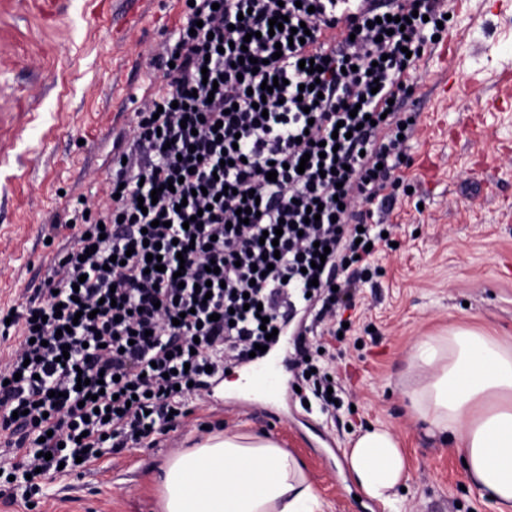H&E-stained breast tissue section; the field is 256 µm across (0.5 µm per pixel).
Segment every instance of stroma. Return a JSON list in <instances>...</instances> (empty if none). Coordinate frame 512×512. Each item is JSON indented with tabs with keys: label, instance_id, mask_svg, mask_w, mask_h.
<instances>
[{
	"label": "stroma",
	"instance_id": "35a3bbf8",
	"mask_svg": "<svg viewBox=\"0 0 512 512\" xmlns=\"http://www.w3.org/2000/svg\"><path fill=\"white\" fill-rule=\"evenodd\" d=\"M183 0H0V310L19 305L70 241L68 204L107 200L114 146L160 84L151 62ZM512 0H463L411 78L404 112L418 115L409 166L370 206L394 225L378 275L357 282L352 325L336 345L346 387L337 421L304 411L276 368L237 387L225 376L185 427L158 447L107 456L82 475L47 481L28 510L21 490L0 512H160L163 463L225 429L267 433L305 464L331 512L371 510L346 470L355 430L383 425L410 464L406 512H491L464 465L406 410L408 355L418 336L464 326L512 336Z\"/></svg>",
	"mask_w": 512,
	"mask_h": 512
}]
</instances>
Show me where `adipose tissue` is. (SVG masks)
Returning a JSON list of instances; mask_svg holds the SVG:
<instances>
[{
  "label": "adipose tissue",
  "instance_id": "adipose-tissue-1",
  "mask_svg": "<svg viewBox=\"0 0 512 512\" xmlns=\"http://www.w3.org/2000/svg\"><path fill=\"white\" fill-rule=\"evenodd\" d=\"M409 367L411 414L465 459L471 486L496 512H512V339L465 327L425 335ZM345 462L364 496L400 512L409 464L392 429L356 432ZM161 471V512H324L302 463L267 434L225 431Z\"/></svg>",
  "mask_w": 512,
  "mask_h": 512
}]
</instances>
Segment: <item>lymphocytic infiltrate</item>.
Masks as SVG:
<instances>
[{"mask_svg": "<svg viewBox=\"0 0 512 512\" xmlns=\"http://www.w3.org/2000/svg\"><path fill=\"white\" fill-rule=\"evenodd\" d=\"M336 2L183 10L155 57L164 85L136 112L132 148L112 153L111 206L90 217L77 201L72 242L34 297L0 317V336L15 339L0 366V444L14 453L0 480L25 497L98 456L156 447L212 379L274 347L266 329L286 336L300 315L315 340L297 361L300 398L335 414L336 321L356 290L339 275L351 261L371 267L394 230L365 206L397 182L416 132L401 115L409 80L448 12V0H363L345 14ZM302 24L308 36L290 43ZM278 227V243L262 242ZM319 245L330 252L317 268Z\"/></svg>", "mask_w": 512, "mask_h": 512, "instance_id": "1", "label": "lymphocytic infiltrate"}]
</instances>
